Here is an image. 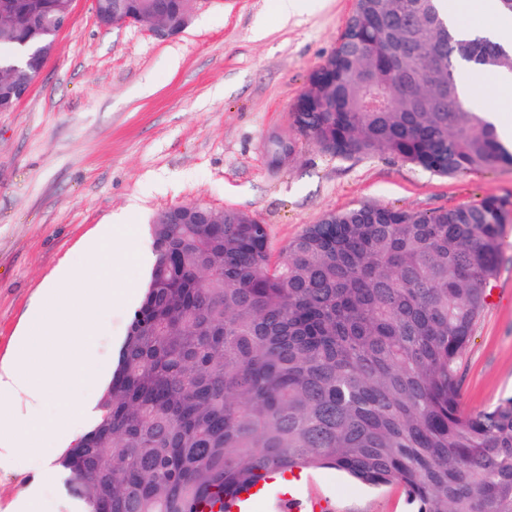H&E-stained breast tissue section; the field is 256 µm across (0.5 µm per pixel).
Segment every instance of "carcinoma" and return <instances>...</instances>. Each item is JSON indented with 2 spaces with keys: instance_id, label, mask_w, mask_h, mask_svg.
Here are the masks:
<instances>
[{
  "instance_id": "cac0c4a2",
  "label": "carcinoma",
  "mask_w": 512,
  "mask_h": 512,
  "mask_svg": "<svg viewBox=\"0 0 512 512\" xmlns=\"http://www.w3.org/2000/svg\"><path fill=\"white\" fill-rule=\"evenodd\" d=\"M0 18V60L51 49L57 0ZM447 0H355L291 107L336 156L440 174L512 163L462 92L512 51L448 30ZM495 197L434 211L358 204L274 259L267 225H150L155 261L98 407L60 461L87 512H195L269 474L329 468L398 486L416 512H512V397L460 406L462 365L502 254Z\"/></svg>"
}]
</instances>
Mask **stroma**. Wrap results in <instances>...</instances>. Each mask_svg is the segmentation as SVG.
I'll use <instances>...</instances> for the list:
<instances>
[{
  "instance_id": "35a3bbf8",
  "label": "stroma",
  "mask_w": 512,
  "mask_h": 512,
  "mask_svg": "<svg viewBox=\"0 0 512 512\" xmlns=\"http://www.w3.org/2000/svg\"><path fill=\"white\" fill-rule=\"evenodd\" d=\"M354 0H311L284 21L275 0H203L167 41L147 25L101 26L93 0L71 21L28 96L0 112V359L57 268H86L84 241L113 214L134 227L116 277L131 289L99 315L98 358L114 364L150 272L149 226L189 202L240 209L269 229L279 252L306 225L359 203L433 211L485 197L512 205V165L442 175L399 158L333 156L294 138L273 160V137L293 136L290 107L332 52ZM264 37L255 38L257 25ZM502 261L464 360L461 406L512 396V222ZM300 497L333 512H411L396 486L370 488L333 469L298 472Z\"/></svg>"
}]
</instances>
